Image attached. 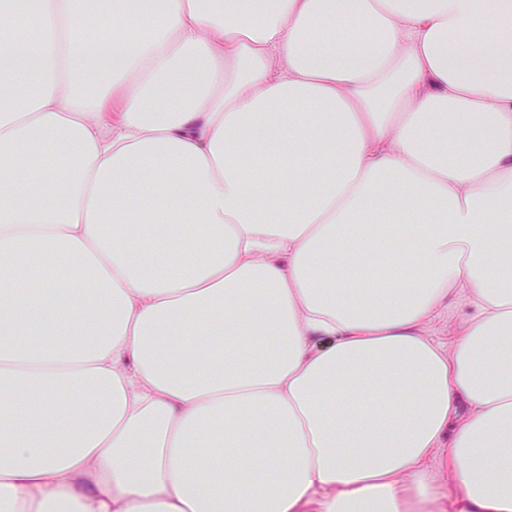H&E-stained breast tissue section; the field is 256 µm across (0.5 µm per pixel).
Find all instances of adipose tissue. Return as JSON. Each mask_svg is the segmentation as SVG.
Here are the masks:
<instances>
[{
    "instance_id": "obj_1",
    "label": "adipose tissue",
    "mask_w": 512,
    "mask_h": 512,
    "mask_svg": "<svg viewBox=\"0 0 512 512\" xmlns=\"http://www.w3.org/2000/svg\"><path fill=\"white\" fill-rule=\"evenodd\" d=\"M21 12L0 512H512V0Z\"/></svg>"
}]
</instances>
